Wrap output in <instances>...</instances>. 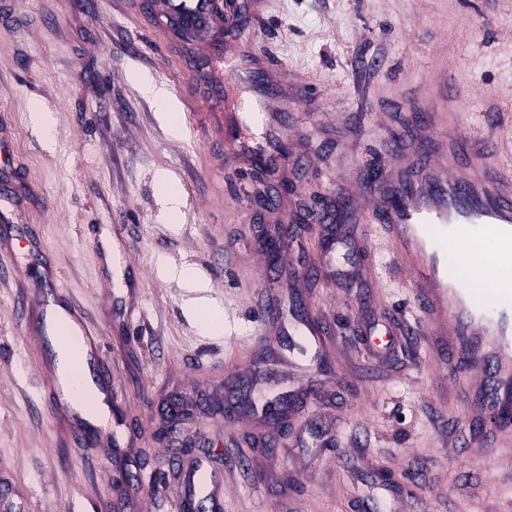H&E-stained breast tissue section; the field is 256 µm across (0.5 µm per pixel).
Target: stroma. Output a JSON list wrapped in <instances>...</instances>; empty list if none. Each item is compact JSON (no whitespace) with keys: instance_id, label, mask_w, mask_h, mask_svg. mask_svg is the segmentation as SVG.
<instances>
[{"instance_id":"35a3bbf8","label":"stroma","mask_w":512,"mask_h":512,"mask_svg":"<svg viewBox=\"0 0 512 512\" xmlns=\"http://www.w3.org/2000/svg\"><path fill=\"white\" fill-rule=\"evenodd\" d=\"M141 3L0 0V206L14 198L27 215L0 249V473L25 512H142L147 500L181 512L167 448L223 476L224 512H361L367 500L394 512L396 490L413 485L428 512L512 499V468L488 470L483 451L457 447L471 406L441 389L430 336L401 334L413 294L358 220L378 189L367 170L387 166L391 141L417 139L409 103L437 66L472 134L493 100L512 141V0H216L217 15L260 32L289 95L279 125H249L264 152L290 156L261 185L254 158L213 145L206 34L175 35L160 0ZM37 107L56 117L53 145L31 120ZM355 185L347 210L288 247L302 268L343 239L333 272L262 281L246 245ZM168 190L183 203L175 224ZM47 268L56 302L101 337L117 440L79 410L55 411L42 353L14 316ZM185 271L222 311L220 329L200 326ZM271 298L332 327L323 348L295 357L312 385L290 383L276 357L259 309Z\"/></svg>"}]
</instances>
